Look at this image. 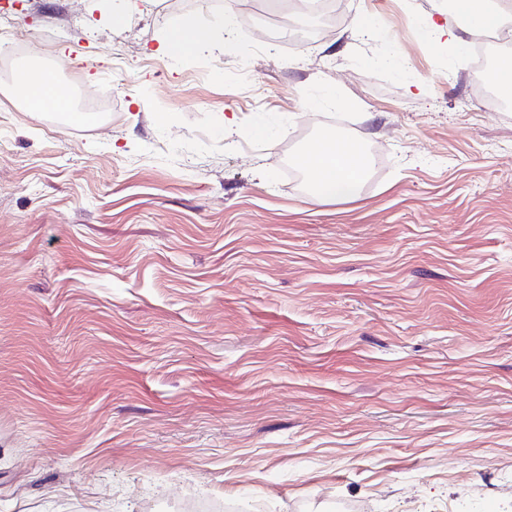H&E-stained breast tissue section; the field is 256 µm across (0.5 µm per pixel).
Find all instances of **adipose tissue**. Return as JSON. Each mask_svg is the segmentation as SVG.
<instances>
[{"label": "adipose tissue", "instance_id": "adipose-tissue-1", "mask_svg": "<svg viewBox=\"0 0 512 512\" xmlns=\"http://www.w3.org/2000/svg\"><path fill=\"white\" fill-rule=\"evenodd\" d=\"M455 13L468 22L470 32L481 35L502 30L504 0H452ZM15 86L31 111L44 112L66 108V99L58 93L49 74L40 69L17 73ZM299 162L307 172L317 201L351 200L358 196L367 169V159L348 143L327 137L301 154Z\"/></svg>", "mask_w": 512, "mask_h": 512}]
</instances>
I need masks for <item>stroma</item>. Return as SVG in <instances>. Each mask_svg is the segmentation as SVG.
I'll return each instance as SVG.
<instances>
[{"mask_svg":"<svg viewBox=\"0 0 512 512\" xmlns=\"http://www.w3.org/2000/svg\"><path fill=\"white\" fill-rule=\"evenodd\" d=\"M158 2L0 0V60L115 107L0 90V512H512V111L465 22ZM177 22L213 37L159 53ZM327 133L356 199L292 175Z\"/></svg>","mask_w":512,"mask_h":512,"instance_id":"35a3bbf8","label":"stroma"}]
</instances>
